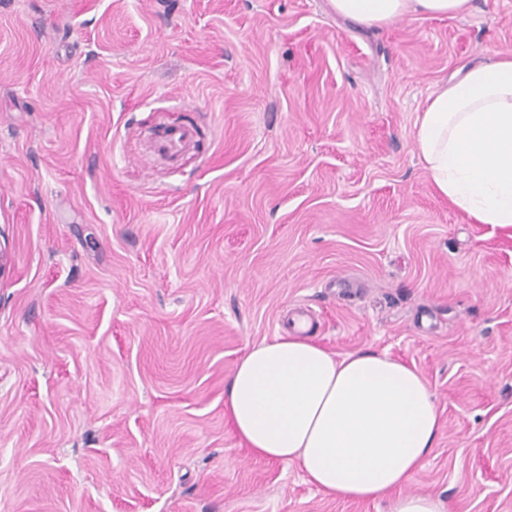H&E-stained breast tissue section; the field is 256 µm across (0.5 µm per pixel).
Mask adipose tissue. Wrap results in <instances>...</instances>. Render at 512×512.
Here are the masks:
<instances>
[{
  "label": "adipose tissue",
  "mask_w": 512,
  "mask_h": 512,
  "mask_svg": "<svg viewBox=\"0 0 512 512\" xmlns=\"http://www.w3.org/2000/svg\"><path fill=\"white\" fill-rule=\"evenodd\" d=\"M331 4L368 26L470 8V0ZM416 127L417 149L437 189L475 223L512 227V52L470 67L428 97ZM224 407L251 453L297 463L326 495L386 496L390 512H441L433 497L402 491L442 424L425 378L400 359L373 351L339 357L293 331L241 356Z\"/></svg>",
  "instance_id": "obj_1"
}]
</instances>
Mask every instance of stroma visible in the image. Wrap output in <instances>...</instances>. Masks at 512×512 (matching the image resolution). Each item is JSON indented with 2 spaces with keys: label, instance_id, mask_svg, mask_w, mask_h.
<instances>
[{
  "label": "stroma",
  "instance_id": "1",
  "mask_svg": "<svg viewBox=\"0 0 512 512\" xmlns=\"http://www.w3.org/2000/svg\"><path fill=\"white\" fill-rule=\"evenodd\" d=\"M512 52V0L364 26L330 0H0V512H388L252 455L236 361L295 308L441 411L404 485L512 512V228L415 146ZM155 125L187 126L163 160Z\"/></svg>",
  "mask_w": 512,
  "mask_h": 512
}]
</instances>
